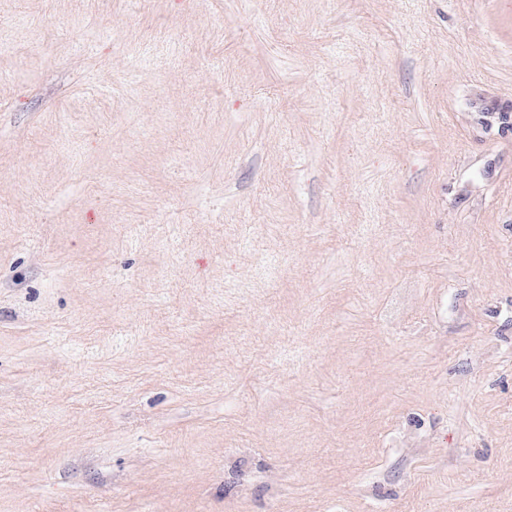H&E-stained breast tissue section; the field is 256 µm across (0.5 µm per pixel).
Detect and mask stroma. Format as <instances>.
Wrapping results in <instances>:
<instances>
[{"label":"stroma","mask_w":512,"mask_h":512,"mask_svg":"<svg viewBox=\"0 0 512 512\" xmlns=\"http://www.w3.org/2000/svg\"><path fill=\"white\" fill-rule=\"evenodd\" d=\"M0 36V512H512V0Z\"/></svg>","instance_id":"35a3bbf8"}]
</instances>
